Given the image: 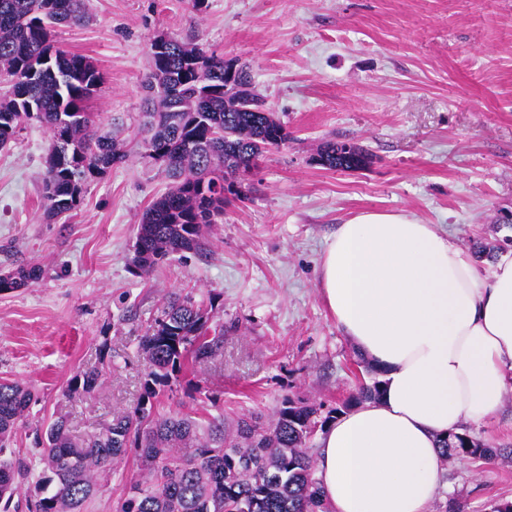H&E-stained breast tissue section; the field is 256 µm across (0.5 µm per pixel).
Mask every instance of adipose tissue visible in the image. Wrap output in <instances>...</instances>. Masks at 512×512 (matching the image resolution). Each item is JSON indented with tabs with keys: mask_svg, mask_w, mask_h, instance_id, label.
Returning a JSON list of instances; mask_svg holds the SVG:
<instances>
[{
	"mask_svg": "<svg viewBox=\"0 0 512 512\" xmlns=\"http://www.w3.org/2000/svg\"><path fill=\"white\" fill-rule=\"evenodd\" d=\"M319 288L382 383L319 435L330 512H433L440 437L495 413L512 378V255L485 275L435 225L367 211L329 239Z\"/></svg>",
	"mask_w": 512,
	"mask_h": 512,
	"instance_id": "ef3b65f1",
	"label": "adipose tissue"
}]
</instances>
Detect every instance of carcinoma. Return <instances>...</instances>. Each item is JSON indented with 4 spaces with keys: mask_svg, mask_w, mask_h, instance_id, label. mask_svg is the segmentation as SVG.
<instances>
[{
    "mask_svg": "<svg viewBox=\"0 0 512 512\" xmlns=\"http://www.w3.org/2000/svg\"><path fill=\"white\" fill-rule=\"evenodd\" d=\"M87 20L85 0H0V147L16 140L22 125L36 123L50 136L43 175L44 214L74 209L86 183L124 163L129 154L103 132L86 102L101 81L86 57L54 46L55 29ZM145 76L148 96L139 127V155L162 158L172 185L145 211L137 226L130 267L152 272L170 256L203 245L206 229L224 207L242 200L241 177L270 151L288 144V130L252 89L244 65L208 54L192 43L161 37ZM319 162L330 170L359 169L368 155L354 145L327 143ZM31 266L0 272V292L37 280ZM215 298L197 301L173 294L141 338L154 370L140 403L119 411L101 431L77 441L62 421L36 436L39 474L7 447L34 393L18 382H0V512L24 497L27 512H84L128 449L138 452L142 475L131 482L120 512H327L310 453L318 408L283 400L264 425L243 419L226 427L224 414L199 421L188 413L160 415L151 404L186 371L217 354L224 325L212 323ZM98 375L77 373L69 388L92 390ZM381 382L361 384L342 407L380 395ZM441 461H492L501 454L468 432L440 440Z\"/></svg>",
    "mask_w": 512,
    "mask_h": 512,
    "instance_id": "carcinoma-1",
    "label": "carcinoma"
}]
</instances>
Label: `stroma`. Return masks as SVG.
I'll list each match as a JSON object with an SVG mask.
<instances>
[{
    "instance_id": "1",
    "label": "stroma",
    "mask_w": 512,
    "mask_h": 512,
    "mask_svg": "<svg viewBox=\"0 0 512 512\" xmlns=\"http://www.w3.org/2000/svg\"><path fill=\"white\" fill-rule=\"evenodd\" d=\"M87 12L85 24L58 28L56 44L101 73L88 109L104 132L132 143L150 43L163 34L247 66L290 141L243 181L245 200L225 208L201 250L141 277L128 259L143 213L168 188L160 164L132 155L49 220L47 131L25 126L0 149V271L42 270L0 292V381L35 394L10 445L30 467L48 424L63 419L82 435L137 405L152 370L140 338L173 292L214 298L224 353L190 365L155 411L268 418L288 397L327 412L374 377L318 288L339 224L405 211L464 249L512 252V0H87ZM330 141L362 148L367 166H321ZM91 367L95 390L68 393ZM466 430L512 447V386L497 413ZM139 475L128 450L85 512H118ZM441 481L434 512H490L512 501V458L451 462Z\"/></svg>"
}]
</instances>
